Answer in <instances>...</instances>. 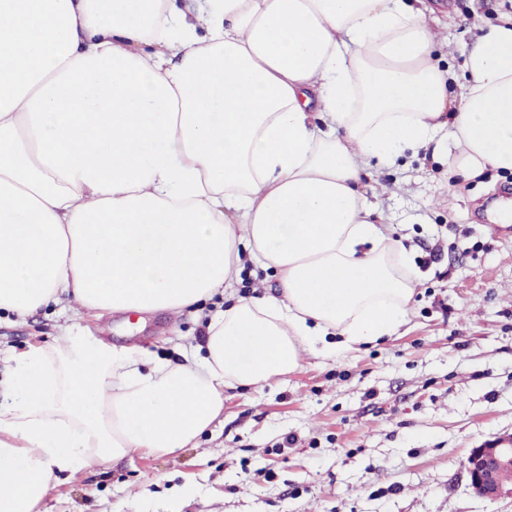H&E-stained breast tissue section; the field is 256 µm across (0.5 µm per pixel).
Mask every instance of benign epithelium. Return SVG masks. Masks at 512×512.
<instances>
[{
	"label": "benign epithelium",
	"instance_id": "benign-epithelium-1",
	"mask_svg": "<svg viewBox=\"0 0 512 512\" xmlns=\"http://www.w3.org/2000/svg\"><path fill=\"white\" fill-rule=\"evenodd\" d=\"M508 468L512 469V434L498 436L473 449L466 461L473 491L489 500L512 496V483L501 479Z\"/></svg>",
	"mask_w": 512,
	"mask_h": 512
}]
</instances>
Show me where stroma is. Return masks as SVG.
<instances>
[{"mask_svg": "<svg viewBox=\"0 0 512 512\" xmlns=\"http://www.w3.org/2000/svg\"><path fill=\"white\" fill-rule=\"evenodd\" d=\"M448 31L442 67L467 79L479 35L512 0H433ZM394 244L416 274L407 322L389 338L298 367L257 386L224 389V419L172 455L141 452L60 479L40 512H512V498L474 493L473 448L512 434V173L455 185L444 155L408 153L366 170ZM216 301L179 313L83 315L113 345L173 362L201 344ZM52 307L0 313L6 356L50 344L66 323Z\"/></svg>", "mask_w": 512, "mask_h": 512, "instance_id": "obj_1", "label": "stroma"}]
</instances>
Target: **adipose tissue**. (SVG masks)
<instances>
[{
  "mask_svg": "<svg viewBox=\"0 0 512 512\" xmlns=\"http://www.w3.org/2000/svg\"><path fill=\"white\" fill-rule=\"evenodd\" d=\"M429 0H0V311L179 312L245 257L280 291L214 312L181 363L78 325L0 379V512L59 474L193 445L224 388L393 335L415 280L361 187L446 152L512 173V18L458 95ZM451 129L452 144L438 135Z\"/></svg>",
  "mask_w": 512,
  "mask_h": 512,
  "instance_id": "1",
  "label": "adipose tissue"
}]
</instances>
